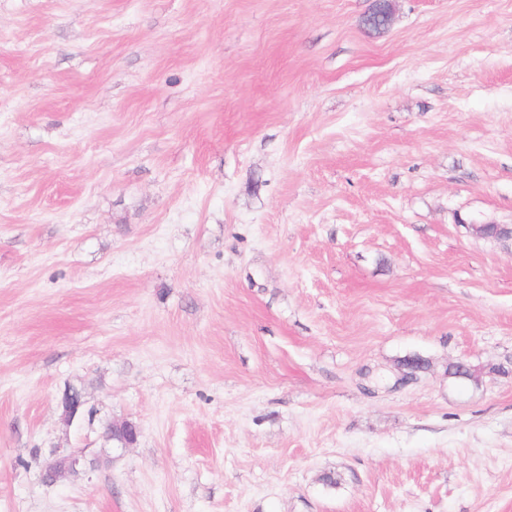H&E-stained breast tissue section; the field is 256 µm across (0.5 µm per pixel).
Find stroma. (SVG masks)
I'll return each mask as SVG.
<instances>
[{
	"mask_svg": "<svg viewBox=\"0 0 512 512\" xmlns=\"http://www.w3.org/2000/svg\"><path fill=\"white\" fill-rule=\"evenodd\" d=\"M371 6L0 0V512H512V0ZM111 434L112 442H117V447L125 449L135 444L140 434V428L137 424L124 420L121 422H112ZM81 457L78 453L70 451L66 454H58L44 470V477L48 480H55L66 472L74 471L80 463Z\"/></svg>",
	"mask_w": 512,
	"mask_h": 512,
	"instance_id": "stroma-1",
	"label": "stroma"
}]
</instances>
